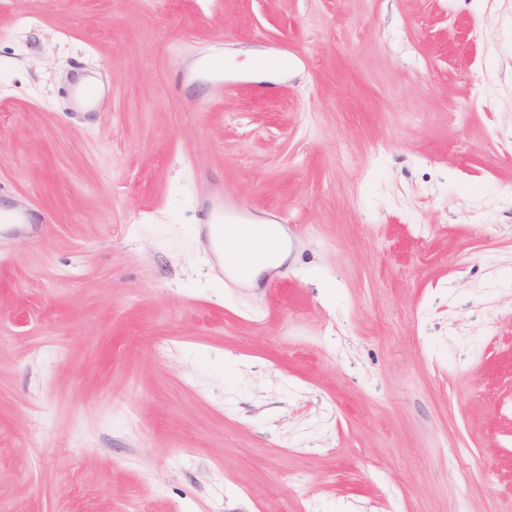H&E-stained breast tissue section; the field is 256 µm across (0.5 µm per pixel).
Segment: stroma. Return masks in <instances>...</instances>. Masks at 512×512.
I'll return each instance as SVG.
<instances>
[{"instance_id":"obj_1","label":"stroma","mask_w":512,"mask_h":512,"mask_svg":"<svg viewBox=\"0 0 512 512\" xmlns=\"http://www.w3.org/2000/svg\"><path fill=\"white\" fill-rule=\"evenodd\" d=\"M509 139L512 0H0V512H512ZM250 208L231 196L215 192L201 195L198 209V226L204 236L209 258L213 262L236 264L244 267L247 281L254 280L262 271L275 268L288 258V250L283 246L267 252L257 236L258 225L247 224ZM225 224V225H224ZM242 224L229 228L224 226Z\"/></svg>"}]
</instances>
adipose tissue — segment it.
Listing matches in <instances>:
<instances>
[{"instance_id":"adipose-tissue-1","label":"adipose tissue","mask_w":512,"mask_h":512,"mask_svg":"<svg viewBox=\"0 0 512 512\" xmlns=\"http://www.w3.org/2000/svg\"><path fill=\"white\" fill-rule=\"evenodd\" d=\"M257 225L242 224L229 228L224 235V259L245 268L246 280H254L262 271L286 261L288 251L280 247L265 251L257 236Z\"/></svg>"}]
</instances>
